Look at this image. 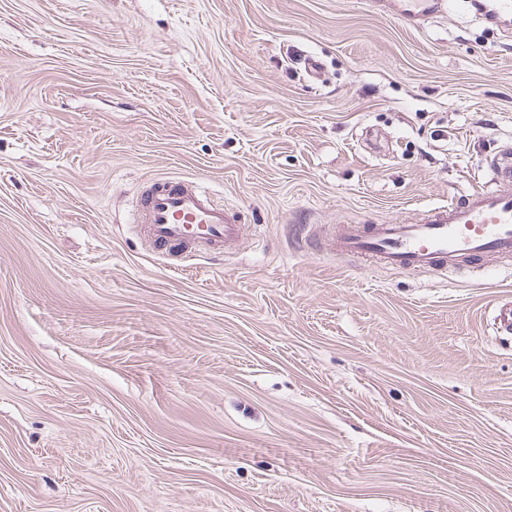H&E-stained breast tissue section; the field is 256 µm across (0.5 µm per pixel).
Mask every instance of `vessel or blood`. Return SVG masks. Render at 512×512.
<instances>
[{"label":"vessel or blood","instance_id":"1","mask_svg":"<svg viewBox=\"0 0 512 512\" xmlns=\"http://www.w3.org/2000/svg\"><path fill=\"white\" fill-rule=\"evenodd\" d=\"M416 26L449 10L450 0H371ZM479 18L501 25L512 17V0H473ZM134 222L152 249L177 247L205 253L237 242L243 226L236 214L215 201L193 180H157L137 202ZM313 251L332 257L354 256L369 266L391 271H455L462 259L512 258V154L488 167V179L463 196L424 211L416 222L347 224L323 241L304 238Z\"/></svg>","mask_w":512,"mask_h":512}]
</instances>
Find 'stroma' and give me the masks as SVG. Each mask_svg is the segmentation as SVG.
<instances>
[{
	"label": "stroma",
	"mask_w": 512,
	"mask_h": 512,
	"mask_svg": "<svg viewBox=\"0 0 512 512\" xmlns=\"http://www.w3.org/2000/svg\"><path fill=\"white\" fill-rule=\"evenodd\" d=\"M506 150L512 37L467 0H0V512H512V260L290 237ZM164 176L238 212L222 260L134 231ZM371 5L385 9L407 24L416 26L438 12L449 11L452 0H371Z\"/></svg>",
	"instance_id": "stroma-1"
}]
</instances>
